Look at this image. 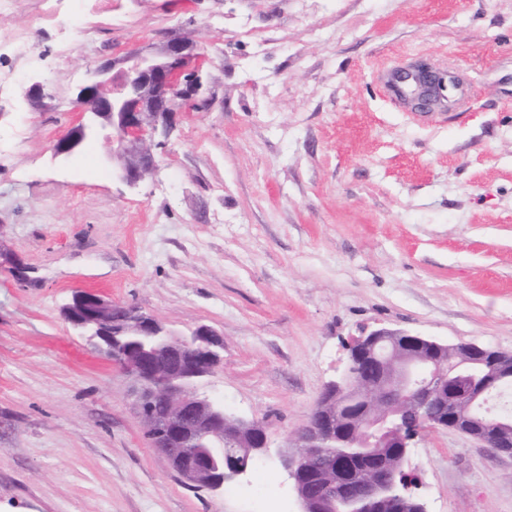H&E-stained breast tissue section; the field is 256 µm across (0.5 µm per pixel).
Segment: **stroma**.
<instances>
[{
    "label": "stroma",
    "instance_id": "stroma-1",
    "mask_svg": "<svg viewBox=\"0 0 512 512\" xmlns=\"http://www.w3.org/2000/svg\"><path fill=\"white\" fill-rule=\"evenodd\" d=\"M45 0L0 15V512H304L281 465L354 339L398 330L512 353V0ZM173 33L210 56V106L183 112L136 188L108 146L67 159L92 69ZM73 52L52 66L61 41ZM453 69L468 106L392 104L387 72ZM40 83L43 103L26 91ZM170 330L224 336L204 392L261 422L259 463L222 491L153 448L118 367L61 313L74 291ZM426 512H512V456L453 430L408 451Z\"/></svg>",
    "mask_w": 512,
    "mask_h": 512
}]
</instances>
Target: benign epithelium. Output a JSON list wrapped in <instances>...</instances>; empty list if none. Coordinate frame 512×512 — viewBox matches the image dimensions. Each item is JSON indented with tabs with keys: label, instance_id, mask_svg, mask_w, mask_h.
Instances as JSON below:
<instances>
[{
	"label": "benign epithelium",
	"instance_id": "7a95c632",
	"mask_svg": "<svg viewBox=\"0 0 512 512\" xmlns=\"http://www.w3.org/2000/svg\"><path fill=\"white\" fill-rule=\"evenodd\" d=\"M207 61L208 54L196 42L173 36L153 49L130 53L116 74L111 73L110 63L100 64L78 93L79 122L54 145V155H67L88 139H104L112 143V175L136 187L159 167L161 158L152 145L165 144L175 128L176 109L186 100L198 108L204 105L202 70ZM393 83L418 112L449 106L462 88L454 72L424 63L396 71ZM63 312L77 329L88 318L110 329V335L94 346L104 355L121 352L119 366L130 381L136 415L149 424L153 447L165 453L183 449L179 474L185 481L222 490L226 482L246 473L224 457V449L249 448L258 453L268 447L261 424L226 414L224 404L198 392L199 383L224 361V338L211 328L200 326L189 336H178L136 307L117 306L88 292L76 293ZM511 379L512 353L375 330L350 345L344 373L327 386L306 424L295 433L303 457L286 455L282 465L307 512H326L324 504L334 505L332 512H342L337 503L352 506L349 512H373L383 479L327 452L343 442L344 423L341 404L327 394L385 396L384 410L364 417L356 427V440L364 446L383 440L407 448L423 428L432 426L512 456V437L504 436L512 430L511 423L470 415L493 388ZM156 399L164 403L160 413L152 405ZM403 407L418 416L411 430L400 417ZM246 432L247 443L243 442ZM304 459L342 477L353 476L360 493L350 494L339 480L313 484L311 473L302 466Z\"/></svg>",
	"mask_w": 512,
	"mask_h": 512
}]
</instances>
